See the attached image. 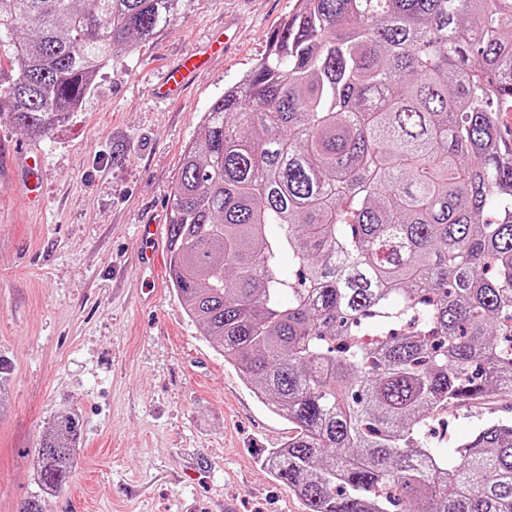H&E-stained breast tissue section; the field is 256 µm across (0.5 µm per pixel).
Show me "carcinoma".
<instances>
[{
	"label": "carcinoma",
	"mask_w": 512,
	"mask_h": 512,
	"mask_svg": "<svg viewBox=\"0 0 512 512\" xmlns=\"http://www.w3.org/2000/svg\"><path fill=\"white\" fill-rule=\"evenodd\" d=\"M181 4L0 0V118L65 121ZM510 103L512 0H299L185 147L171 285L292 425L265 462L304 512H512L511 417L454 461L422 435L450 405L512 399ZM77 435L58 412L43 491L71 477Z\"/></svg>",
	"instance_id": "carcinoma-1"
}]
</instances>
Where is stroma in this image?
I'll return each mask as SVG.
<instances>
[{
  "mask_svg": "<svg viewBox=\"0 0 512 512\" xmlns=\"http://www.w3.org/2000/svg\"><path fill=\"white\" fill-rule=\"evenodd\" d=\"M297 0H184L181 15L115 53L78 112L32 138L0 121V171L42 160V202L0 181V512H304L263 467L291 432L225 364L175 296L167 263L143 273L146 218L165 223L187 142L262 58ZM227 46L175 101L152 88L186 49ZM126 156L113 162L112 152ZM79 420L72 477L41 494L33 464L55 415ZM512 401L448 408L453 457Z\"/></svg>",
  "mask_w": 512,
  "mask_h": 512,
  "instance_id": "stroma-1",
  "label": "stroma"
}]
</instances>
